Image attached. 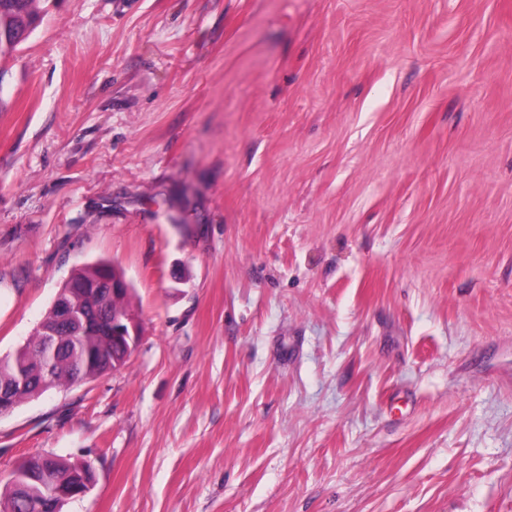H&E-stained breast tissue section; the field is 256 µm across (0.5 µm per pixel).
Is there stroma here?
<instances>
[{"mask_svg": "<svg viewBox=\"0 0 512 512\" xmlns=\"http://www.w3.org/2000/svg\"><path fill=\"white\" fill-rule=\"evenodd\" d=\"M0 357L119 264L128 362L0 415L63 512H512V0H35Z\"/></svg>", "mask_w": 512, "mask_h": 512, "instance_id": "35a3bbf8", "label": "stroma"}]
</instances>
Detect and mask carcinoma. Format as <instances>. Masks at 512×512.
Listing matches in <instances>:
<instances>
[{
    "label": "carcinoma",
    "instance_id": "1",
    "mask_svg": "<svg viewBox=\"0 0 512 512\" xmlns=\"http://www.w3.org/2000/svg\"><path fill=\"white\" fill-rule=\"evenodd\" d=\"M32 3L0 0V30L12 33L10 45L0 40V56L17 50L27 39L28 20L36 18ZM112 276L122 277L124 273L109 261L82 265L71 275L74 287L59 289L58 297L86 308L89 299L85 288ZM104 309L106 322L115 315L131 313L130 292L107 298ZM55 345L58 351L54 354L43 346L42 332L37 329L12 355L0 358V394L8 396L10 408L51 388L96 379L114 368L112 354L118 353L110 336L89 333L79 325L68 335L57 337ZM93 480L92 467L86 461L52 454L28 456L10 473L6 492H0V512H56L58 500L51 494L53 488L80 491Z\"/></svg>",
    "mask_w": 512,
    "mask_h": 512
}]
</instances>
